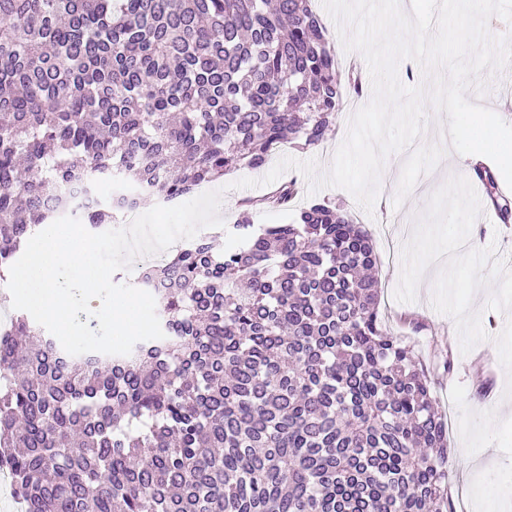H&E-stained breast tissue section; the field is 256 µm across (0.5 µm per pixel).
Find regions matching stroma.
Segmentation results:
<instances>
[{
    "label": "stroma",
    "mask_w": 512,
    "mask_h": 512,
    "mask_svg": "<svg viewBox=\"0 0 512 512\" xmlns=\"http://www.w3.org/2000/svg\"><path fill=\"white\" fill-rule=\"evenodd\" d=\"M481 79L486 85L485 92L468 89V99L488 107L503 121L512 124V103L499 96L501 86L512 82V65L497 72H484ZM351 115L347 108L338 112L331 131L319 145L302 150L285 144L274 152V159L314 158L318 161L319 173H327L347 134ZM455 157L453 150H445L437 166L420 177L399 207L394 206L393 201L406 158L402 152L390 155L385 162L390 175L380 182L373 211H365L348 191L337 187H327L316 196H309V182L303 176L298 179L300 193L296 204L303 207L315 198L330 201L347 212L354 223L372 232L378 254L375 276L380 290L379 308L391 331L407 337L420 360L435 369L434 395L446 416L448 430V491L454 510L493 512L501 487L512 485V409L504 411L499 407L505 394L507 372L499 361L494 342L495 335L512 317L486 309L490 291L479 289L472 308L480 312L489 338L465 354L460 350L454 320L436 312L431 304L434 282L441 270L439 264H432L426 270L414 302L402 303L394 297L401 274V248L424 214L430 195L449 177L458 174ZM266 174V169L243 166L220 179L219 184L225 189L219 211L223 224L209 230L210 235L216 236L220 248L238 245V238L227 234V227L235 224L248 200L267 192L260 184L255 188L237 187V180L251 178L259 182ZM478 198L484 214L471 230L475 247L496 244L498 255L512 260V223L488 221L486 214L492 211V203L486 193H479ZM447 357L453 361V370L448 374L438 368Z\"/></svg>",
    "instance_id": "obj_1"
}]
</instances>
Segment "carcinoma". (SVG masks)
<instances>
[{
    "label": "carcinoma",
    "instance_id": "cac0c4a2",
    "mask_svg": "<svg viewBox=\"0 0 512 512\" xmlns=\"http://www.w3.org/2000/svg\"><path fill=\"white\" fill-rule=\"evenodd\" d=\"M362 90L312 0H0V282L52 219H116L62 192L76 172L173 201L320 144ZM298 191L249 202L241 247L146 268L140 287L173 284L164 338L127 356L70 355L14 311L0 469L22 512H448L446 423L379 314L372 239ZM257 207L290 219L256 228Z\"/></svg>",
    "mask_w": 512,
    "mask_h": 512
}]
</instances>
